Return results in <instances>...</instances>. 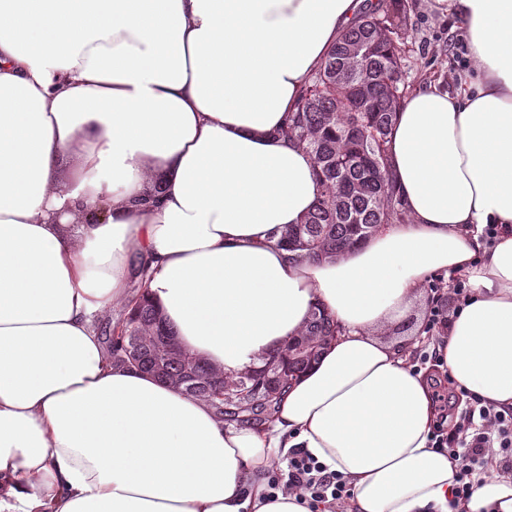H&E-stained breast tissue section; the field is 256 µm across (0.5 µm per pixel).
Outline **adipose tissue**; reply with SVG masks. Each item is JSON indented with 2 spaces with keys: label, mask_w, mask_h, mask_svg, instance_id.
Here are the masks:
<instances>
[{
  "label": "adipose tissue",
  "mask_w": 512,
  "mask_h": 512,
  "mask_svg": "<svg viewBox=\"0 0 512 512\" xmlns=\"http://www.w3.org/2000/svg\"><path fill=\"white\" fill-rule=\"evenodd\" d=\"M364 4L0 0V512H309L267 490L298 448L346 477V512H512L507 474L455 502L413 345L381 335L431 275L466 276L440 366L512 407V0H437L474 73L397 115L410 223L333 261L277 244L320 192L284 120ZM141 263L181 345L225 374L282 352L316 307L340 331L271 423L221 421L107 353L94 318Z\"/></svg>",
  "instance_id": "obj_1"
}]
</instances>
